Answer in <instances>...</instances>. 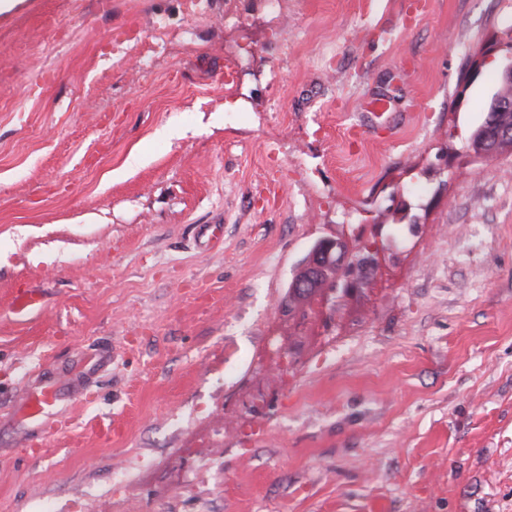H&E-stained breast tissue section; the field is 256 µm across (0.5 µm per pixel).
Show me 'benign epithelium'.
<instances>
[{
	"label": "benign epithelium",
	"instance_id": "obj_1",
	"mask_svg": "<svg viewBox=\"0 0 512 512\" xmlns=\"http://www.w3.org/2000/svg\"><path fill=\"white\" fill-rule=\"evenodd\" d=\"M498 60V81L512 84V42H491L487 44L480 55L473 59L470 66V74L481 71L483 65L489 60ZM512 110V101L502 98L491 101L485 121L477 125L471 134V138H478L482 145L474 149L473 143H467L466 153L479 159H491L499 156L498 142L509 137L512 133L506 129H497L493 122V113ZM338 259L341 269L337 277L327 283L320 282V271L323 265ZM376 263L374 255H365L358 250L349 247L348 242L342 238L324 239L314 246L306 264L308 273L306 277L295 284V288H319L321 289L322 303L330 300L341 302L350 297L360 281L356 278V272L368 268Z\"/></svg>",
	"mask_w": 512,
	"mask_h": 512
}]
</instances>
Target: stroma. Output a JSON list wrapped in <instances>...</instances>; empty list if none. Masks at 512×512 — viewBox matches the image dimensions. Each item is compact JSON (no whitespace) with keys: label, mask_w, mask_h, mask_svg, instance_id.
<instances>
[{"label":"stroma","mask_w":512,"mask_h":512,"mask_svg":"<svg viewBox=\"0 0 512 512\" xmlns=\"http://www.w3.org/2000/svg\"><path fill=\"white\" fill-rule=\"evenodd\" d=\"M413 2L0 14V512H512V153L466 157L463 80L512 0ZM343 234L378 268L284 315ZM53 387L50 385L37 388H28L23 396L24 406L31 416L40 415L45 405H48L53 397Z\"/></svg>","instance_id":"obj_1"}]
</instances>
